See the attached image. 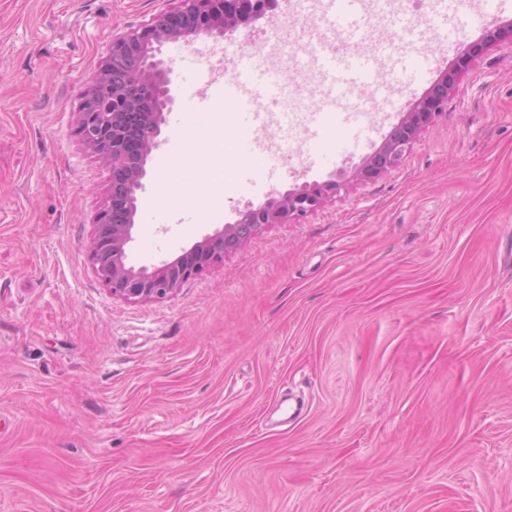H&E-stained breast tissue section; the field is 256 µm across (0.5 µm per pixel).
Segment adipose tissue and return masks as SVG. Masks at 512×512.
<instances>
[{"label":"adipose tissue","instance_id":"ef3b65f1","mask_svg":"<svg viewBox=\"0 0 512 512\" xmlns=\"http://www.w3.org/2000/svg\"><path fill=\"white\" fill-rule=\"evenodd\" d=\"M214 113H190L179 133L180 154L164 161L151 200L157 207H190L207 221L223 202L224 189L238 159L223 152L212 136Z\"/></svg>","mask_w":512,"mask_h":512}]
</instances>
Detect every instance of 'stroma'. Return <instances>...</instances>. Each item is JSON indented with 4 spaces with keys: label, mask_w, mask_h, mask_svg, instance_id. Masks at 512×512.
I'll return each mask as SVG.
<instances>
[{
    "label": "stroma",
    "mask_w": 512,
    "mask_h": 512,
    "mask_svg": "<svg viewBox=\"0 0 512 512\" xmlns=\"http://www.w3.org/2000/svg\"><path fill=\"white\" fill-rule=\"evenodd\" d=\"M174 0H0V512H512V43L466 68L512 0H415L401 31L358 18V47L427 59L388 124L336 163L294 146L271 188L349 175L408 104L455 72L448 110L399 164L271 224L174 295L114 298L85 246L112 173L76 133L112 36ZM228 39L168 41L174 104L137 204L179 152L171 120L216 56L286 30L291 89L269 135L305 128L323 72L278 0ZM231 179L204 223L137 224L136 266L171 261L263 202ZM304 415L284 426L288 399Z\"/></svg>",
    "instance_id": "1"
}]
</instances>
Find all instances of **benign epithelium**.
<instances>
[{"mask_svg":"<svg viewBox=\"0 0 512 512\" xmlns=\"http://www.w3.org/2000/svg\"><path fill=\"white\" fill-rule=\"evenodd\" d=\"M173 12L153 16L141 27L112 37L108 57L91 82L81 111L78 133L83 147L112 169V199L97 216L89 260L112 296L145 302L167 298L191 277L204 272L224 253L269 224H290L334 199L348 181L305 182L285 192L273 191L261 204L239 213L233 222L196 242L186 255L152 268L128 263L133 241L138 193L145 188L146 164L160 145L164 110L173 104L171 68L156 58L164 42L195 37L234 35L241 25L259 20L276 0H179ZM512 41V19L494 17L483 41L469 56L488 45ZM455 79L443 75L413 102L381 145L366 156L352 180L378 178L396 166L420 133L448 108Z\"/></svg>","mask_w":512,"mask_h":512,"instance_id":"obj_1","label":"benign epithelium"}]
</instances>
